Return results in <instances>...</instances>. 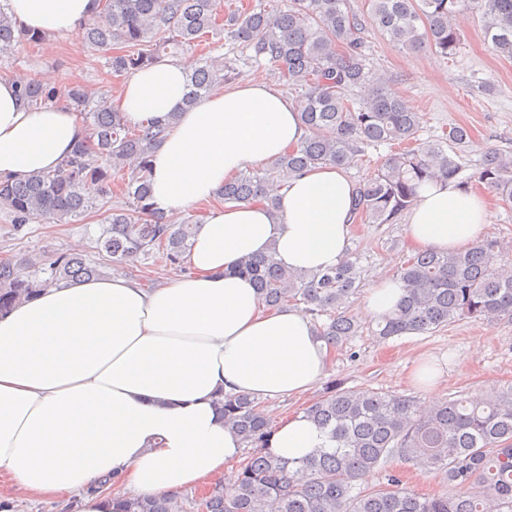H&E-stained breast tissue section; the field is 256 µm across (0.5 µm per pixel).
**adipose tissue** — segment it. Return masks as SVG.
<instances>
[{
	"instance_id": "obj_1",
	"label": "adipose tissue",
	"mask_w": 512,
	"mask_h": 512,
	"mask_svg": "<svg viewBox=\"0 0 512 512\" xmlns=\"http://www.w3.org/2000/svg\"><path fill=\"white\" fill-rule=\"evenodd\" d=\"M99 0H8L15 24L45 35L72 32ZM190 59L134 72L113 107L125 121L179 118L152 156L155 205L178 214L200 203L185 256L190 273L151 290L136 279L58 283L0 315V480L73 512H112V499L148 497L221 476L243 450L225 426V393L297 398L325 376L331 351L310 315L270 309L241 258L275 251L293 270L335 266L350 247L354 185L333 165L311 169L279 192L278 210L215 200L227 179L296 146L305 130L296 103L254 78L186 106ZM19 77L0 79V181L61 166L87 128L58 88L31 108ZM479 194L429 184L408 217L422 249L449 251L488 233ZM303 415L279 422L270 451L299 459L329 447Z\"/></svg>"
}]
</instances>
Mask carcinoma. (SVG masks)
Instances as JSON below:
<instances>
[{
    "label": "carcinoma",
    "instance_id": "carcinoma-1",
    "mask_svg": "<svg viewBox=\"0 0 512 512\" xmlns=\"http://www.w3.org/2000/svg\"><path fill=\"white\" fill-rule=\"evenodd\" d=\"M92 21L79 24V36L92 45L112 43L121 50L109 66L117 76L145 69L177 48L224 26L233 44L252 51L292 87L301 90L299 118L305 128L300 144L258 168L224 182L226 204L263 201L277 205L274 187L318 165L342 169L355 165L368 147L416 139L423 122L404 98L372 76L367 67L365 33L377 30L393 45L428 47L444 56L461 42L456 24L464 13L480 15L485 39L512 57V0H367L368 10L351 9L349 0H288L272 11L237 8L220 15L219 0H100ZM44 37L19 28L0 7V54ZM235 68L221 57H208L190 74V106L224 82ZM356 88L367 89L361 100ZM29 107L39 108L53 91L37 82L18 90ZM72 108L89 121L88 137L75 145L57 170L37 172L0 184V206L20 228L35 219L63 221L96 207L85 187L94 183L102 198L112 195L121 177L125 206L112 210L97 249L112 262L135 263L162 251L172 268H183L196 225L176 223L151 202L150 158L168 124H126L108 100L73 83ZM471 130L451 124L437 138L386 155L374 175L354 183V220L395 224L409 212L421 186L438 180L468 189L460 152ZM477 180L512 207V151L489 149ZM47 279L39 278L43 270ZM237 272L250 277L268 308L303 306L317 336L330 348L343 347L362 330L342 305L361 288L359 257L347 255L325 271L288 269L268 253L243 259ZM102 275L80 251L31 255L0 261V312L60 281ZM404 294L379 318L371 333L382 340L405 334L433 333L463 319L512 322V245L480 238L449 252L420 250L396 271ZM224 423L251 449L235 482H216L196 503L203 512H512V389L492 399L449 398L420 410L412 398L370 388L350 389L331 382L303 414L333 443L301 459L268 451L274 421L262 405L244 395L219 401ZM429 473L448 476L453 497H421L388 475V487L354 492L358 482L393 456ZM113 512H186L175 493L127 497Z\"/></svg>",
    "mask_w": 512,
    "mask_h": 512
}]
</instances>
